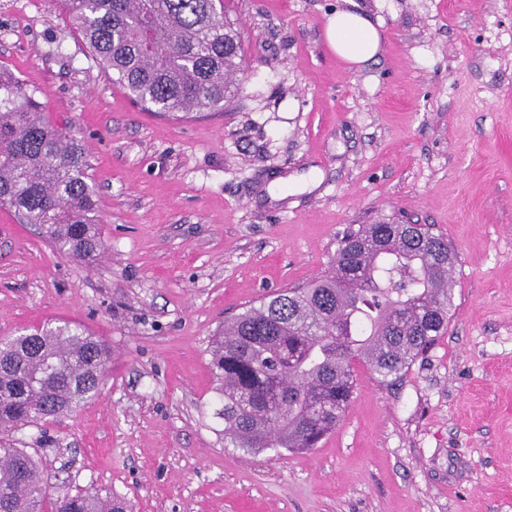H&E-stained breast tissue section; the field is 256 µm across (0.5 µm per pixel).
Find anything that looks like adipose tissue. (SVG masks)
<instances>
[{"instance_id":"adipose-tissue-1","label":"adipose tissue","mask_w":512,"mask_h":512,"mask_svg":"<svg viewBox=\"0 0 512 512\" xmlns=\"http://www.w3.org/2000/svg\"><path fill=\"white\" fill-rule=\"evenodd\" d=\"M325 41L336 56L361 65L378 55L381 35L369 18L357 12L340 10L327 22Z\"/></svg>"}]
</instances>
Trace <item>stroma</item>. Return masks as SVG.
Masks as SVG:
<instances>
[{"mask_svg": "<svg viewBox=\"0 0 512 512\" xmlns=\"http://www.w3.org/2000/svg\"><path fill=\"white\" fill-rule=\"evenodd\" d=\"M224 6L240 92L171 119L132 103L55 0H0V67L81 140L104 241L83 264L0 208V336L69 321L112 350L95 400L14 441L54 495L103 489L134 512H512V0ZM338 10L380 22L374 60L329 50ZM382 221L454 246L447 333L394 383L358 367L319 448L225 447V318Z\"/></svg>", "mask_w": 512, "mask_h": 512, "instance_id": "obj_1", "label": "stroma"}]
</instances>
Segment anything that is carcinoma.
I'll return each mask as SVG.
<instances>
[{"label":"carcinoma","instance_id":"obj_1","mask_svg":"<svg viewBox=\"0 0 512 512\" xmlns=\"http://www.w3.org/2000/svg\"><path fill=\"white\" fill-rule=\"evenodd\" d=\"M56 2L140 106L181 119L236 96L242 38L224 0ZM86 170L81 141L0 69V206L90 264L103 242ZM453 263L448 240L425 224H364L342 236L326 272L225 321L212 349L224 447L277 455L317 448L341 421L356 366L390 383L446 333ZM110 357L81 325L0 336V512H129L126 499L96 489L53 498L39 460L7 439L95 399Z\"/></svg>","mask_w":512,"mask_h":512}]
</instances>
